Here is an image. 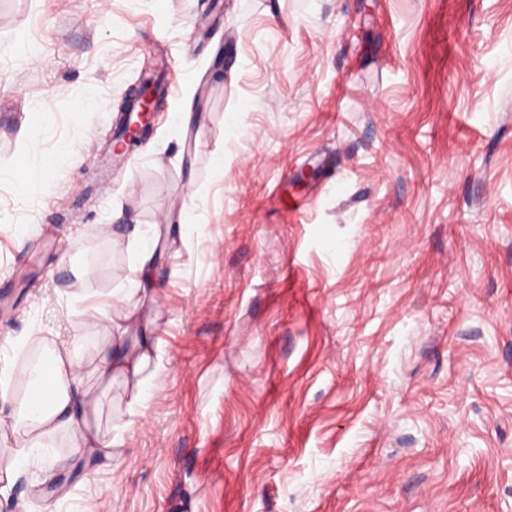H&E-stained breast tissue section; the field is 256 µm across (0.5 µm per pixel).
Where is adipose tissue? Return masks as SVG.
Listing matches in <instances>:
<instances>
[{
    "instance_id": "1",
    "label": "adipose tissue",
    "mask_w": 512,
    "mask_h": 512,
    "mask_svg": "<svg viewBox=\"0 0 512 512\" xmlns=\"http://www.w3.org/2000/svg\"><path fill=\"white\" fill-rule=\"evenodd\" d=\"M127 236L135 252V262L127 279L120 304L111 296L92 299L90 293L74 294L86 319L103 322L106 336L90 361L74 355L75 342L54 337L25 381L26 391L16 397L11 415L0 416V429H9L15 442L0 454V470L14 478L37 448H48L56 434L69 438L72 453L91 455L103 448L97 430L91 424L98 413L102 397L92 390L89 378L105 383L122 379L133 389L132 403L143 406L153 387L144 372L152 363L156 350L149 334L155 317L150 305L155 297L152 271L161 256L158 229L132 225ZM139 335H130L131 327Z\"/></svg>"
}]
</instances>
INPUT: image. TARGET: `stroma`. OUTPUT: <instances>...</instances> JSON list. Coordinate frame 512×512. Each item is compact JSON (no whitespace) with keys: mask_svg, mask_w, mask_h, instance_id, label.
I'll return each instance as SVG.
<instances>
[{"mask_svg":"<svg viewBox=\"0 0 512 512\" xmlns=\"http://www.w3.org/2000/svg\"><path fill=\"white\" fill-rule=\"evenodd\" d=\"M124 224L187 227L159 387L114 383L122 446L48 485L57 435L0 512H512V0H0L11 358L100 341L72 296L124 287ZM131 93L126 96L125 102L119 108V112L126 119L130 117L135 105H138V120L133 126V130L140 137L152 127L154 114L159 112L164 104L163 97L150 85L142 83L139 85L134 95L130 98Z\"/></svg>","mask_w":512,"mask_h":512,"instance_id":"1","label":"stroma"}]
</instances>
